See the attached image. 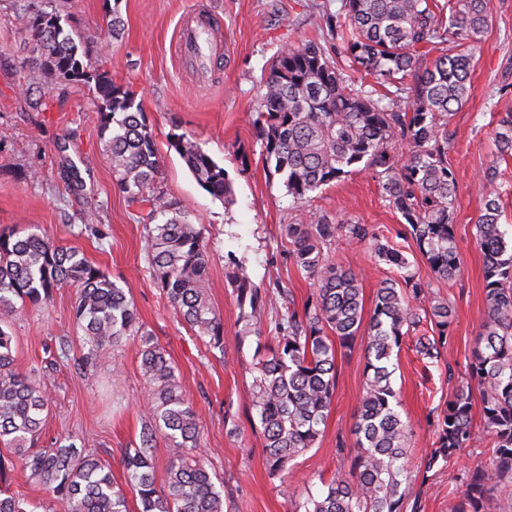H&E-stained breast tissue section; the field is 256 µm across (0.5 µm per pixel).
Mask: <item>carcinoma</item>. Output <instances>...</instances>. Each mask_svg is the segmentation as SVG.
Returning a JSON list of instances; mask_svg holds the SVG:
<instances>
[{
	"mask_svg": "<svg viewBox=\"0 0 512 512\" xmlns=\"http://www.w3.org/2000/svg\"><path fill=\"white\" fill-rule=\"evenodd\" d=\"M325 14L336 40L334 59L318 40L304 39L279 51L254 120L266 164L284 177L293 202L353 171L375 178L389 205L407 224L416 247L443 279L460 272L454 235L456 177L448 161V124L466 103L474 68V44L489 24L490 0H342ZM35 42L39 69L61 82L94 83L98 117L112 173L128 201L148 207L147 261L153 280L195 335L224 351V323L207 295L210 278L203 226L189 221L181 203L154 190L158 150L135 93L106 73H90L78 45L57 15L23 16ZM438 55L427 60L417 47ZM395 87L386 94L355 84L349 70ZM497 151L512 158V112L496 121ZM198 184L226 200L232 183L224 166L185 135L172 138ZM497 166L480 177L482 206L476 240L484 256L485 316L475 338L469 379L458 385L448 407L436 415L437 447L424 470L408 458L410 423L397 410L392 358L405 335L428 317L430 336L419 350L439 357L448 342L452 310L433 295L409 260L365 224H333L316 212L306 224H285L288 256L313 282L301 308L290 307L278 322L276 347L253 367L250 394L265 441L269 473L285 482L295 461L323 432L336 389L338 351L364 339L365 385L359 400L353 470L294 502L292 512H403L413 486L447 466L473 445L472 389L482 392L484 432L493 441L490 465L468 474L456 512H484L488 485L512 474V241L501 230L502 183ZM162 222H157V219ZM369 239L377 258L401 271L384 281L365 313L359 274L331 262L324 247L339 234ZM225 276L236 293L242 328L238 346L258 334L266 294L238 263ZM80 288L75 322L86 352L77 365L86 378L123 342L140 343V372L148 398L139 443L125 449V484L109 464L74 440L37 447L48 412L47 386L36 374L14 368L13 336L3 328L16 304L44 305L57 289ZM167 444L163 486H157L158 439ZM0 512H39L42 503L11 489L9 472L20 463L27 479L49 495L52 512H128L126 490L137 494L138 512H224L199 420L165 350L144 331L126 291L79 250L65 247L34 226L0 231Z\"/></svg>",
	"mask_w": 512,
	"mask_h": 512,
	"instance_id": "cac0c4a2",
	"label": "carcinoma"
}]
</instances>
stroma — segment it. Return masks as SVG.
<instances>
[{"mask_svg":"<svg viewBox=\"0 0 512 512\" xmlns=\"http://www.w3.org/2000/svg\"><path fill=\"white\" fill-rule=\"evenodd\" d=\"M342 0H0V230L38 225L60 243L83 251L131 297L146 330L165 349L201 422L212 469L224 482V512H291L294 500L320 479L349 472L355 456V421L365 382L363 341L339 358L336 391L324 431L295 461V478L270 479L263 436L253 426L256 411L249 387L256 351L275 347L276 313L302 304L311 285L288 257L282 227L306 223L310 213L332 223L368 225L391 238L422 281L448 301L453 318L450 342L438 364L405 336L392 376L403 420L413 424L409 461L422 469L436 436L429 424L467 377L471 349L485 310L483 256L475 238L481 199L480 175L497 165L503 180L502 228L512 238V159L497 156L493 130L498 114L512 112V0H491L487 30L475 47L468 100L452 116L448 160L456 174L454 232L460 272L439 278L417 249L400 215L390 207L377 181L352 172L315 191L303 204L288 196L280 176L269 174L253 126L265 92L264 78L277 52L300 40L320 37L323 16ZM218 17L224 39L216 63L185 68L175 53L181 21L195 8ZM42 10L59 14L77 36L79 54L89 67L107 72L116 84L137 93L160 152L158 189L186 205L193 223L203 225L208 245L207 294L224 322L225 350L207 347L176 315L154 283L145 254L146 231L137 206L115 184L103 148L92 87L65 84L38 73L31 38L20 15ZM123 28L112 35L108 15ZM46 99L47 111L32 109ZM185 134L222 164L233 184L229 202L203 190L170 145ZM79 169L82 185L67 191V162ZM101 225L106 237L81 233L84 224ZM329 255L339 266L361 272L365 309H372L380 283L398 278L395 267L379 261L369 242L337 236ZM245 265L251 280L271 290L273 311L258 337L237 346L241 328L233 288L225 278L230 260ZM75 289L57 290L52 303L25 305L7 322L14 337L18 372L37 373L51 392L41 445L73 438L108 463L123 481L121 459L141 429L147 393L140 373L137 342L117 347L98 366L94 380L81 377L75 362L82 343L73 315ZM68 358H58L60 342ZM474 428L479 429L481 395H474ZM486 434L463 449L450 465L435 468L418 501L404 512H455L463 482L473 467L489 463Z\"/></svg>","mask_w":512,"mask_h":512,"instance_id":"obj_1","label":"stroma"}]
</instances>
